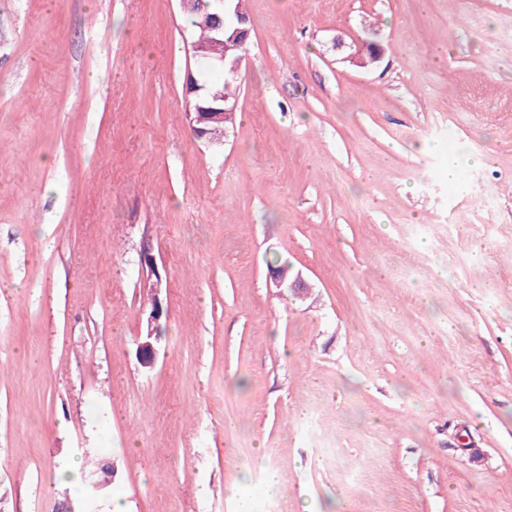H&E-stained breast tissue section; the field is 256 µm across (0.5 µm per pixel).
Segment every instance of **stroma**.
Here are the masks:
<instances>
[{"instance_id": "stroma-1", "label": "stroma", "mask_w": 512, "mask_h": 512, "mask_svg": "<svg viewBox=\"0 0 512 512\" xmlns=\"http://www.w3.org/2000/svg\"><path fill=\"white\" fill-rule=\"evenodd\" d=\"M245 7L210 145L178 0H0V512H512V0ZM241 61L242 56H239L230 63L229 71L234 75L225 71L222 81H211L205 84L197 83L201 90L197 95L191 97L188 106V108H191L188 111L189 126L197 139L205 140L209 144H221L223 142L224 123L233 121L237 107V103L234 102L237 88L235 75L239 71ZM214 97L224 98V101L218 106L196 105H206ZM194 109L195 112H191Z\"/></svg>"}]
</instances>
